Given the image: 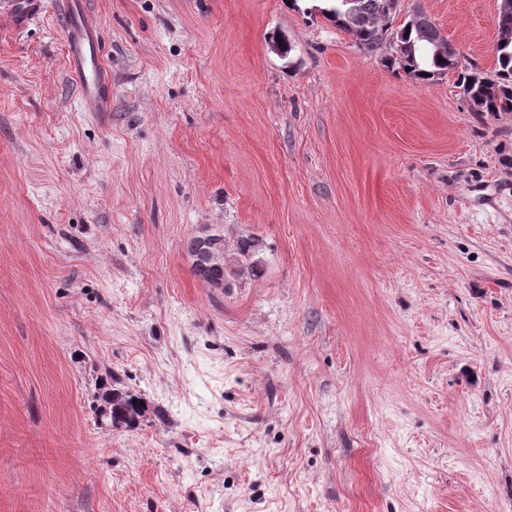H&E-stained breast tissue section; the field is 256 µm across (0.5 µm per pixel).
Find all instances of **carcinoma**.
<instances>
[{
  "label": "carcinoma",
  "instance_id": "cac0c4a2",
  "mask_svg": "<svg viewBox=\"0 0 512 512\" xmlns=\"http://www.w3.org/2000/svg\"><path fill=\"white\" fill-rule=\"evenodd\" d=\"M323 16L350 33L361 49L373 53L383 47L386 28L382 22L390 15L383 12L382 0H327ZM396 40L405 47L392 62L404 73L427 81L452 71L449 47L426 15L410 18L397 31ZM496 61L498 69L492 78L474 72L460 76L463 94L481 117L512 111V44L497 48Z\"/></svg>",
  "mask_w": 512,
  "mask_h": 512
}]
</instances>
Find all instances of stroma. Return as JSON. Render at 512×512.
<instances>
[{"instance_id": "1", "label": "stroma", "mask_w": 512, "mask_h": 512, "mask_svg": "<svg viewBox=\"0 0 512 512\" xmlns=\"http://www.w3.org/2000/svg\"><path fill=\"white\" fill-rule=\"evenodd\" d=\"M87 3L105 117L0 11V512H512V112L458 86L498 0H399L428 82L320 0ZM207 230L260 276L193 274ZM444 39L429 17L417 13L397 31L396 41L406 46L399 57H392V62L398 64V68L405 74L424 81L446 75L458 69L459 64L450 67V51L443 44Z\"/></svg>"}]
</instances>
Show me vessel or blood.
<instances>
[{"instance_id":"vessel-or-blood-1","label":"vessel or blood","mask_w":512,"mask_h":512,"mask_svg":"<svg viewBox=\"0 0 512 512\" xmlns=\"http://www.w3.org/2000/svg\"><path fill=\"white\" fill-rule=\"evenodd\" d=\"M66 24V67L85 108L91 112L112 109V76L104 60L100 24L87 10L85 0H59ZM43 0H11L10 14L21 27L41 12Z\"/></svg>"}]
</instances>
